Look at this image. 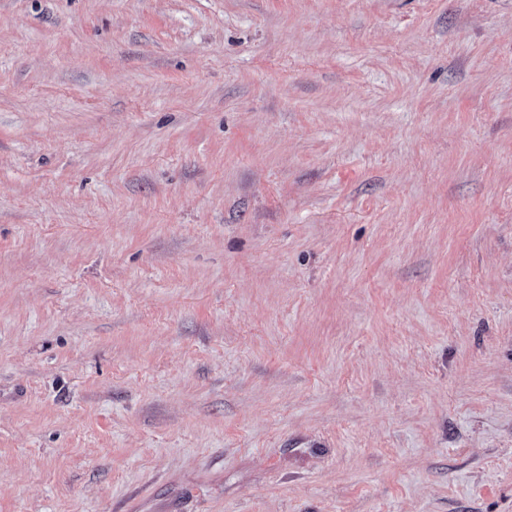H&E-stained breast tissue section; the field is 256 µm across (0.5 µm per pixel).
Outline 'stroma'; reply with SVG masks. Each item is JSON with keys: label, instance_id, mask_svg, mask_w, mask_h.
<instances>
[{"label": "stroma", "instance_id": "35a3bbf8", "mask_svg": "<svg viewBox=\"0 0 512 512\" xmlns=\"http://www.w3.org/2000/svg\"><path fill=\"white\" fill-rule=\"evenodd\" d=\"M0 512H512V0H0Z\"/></svg>", "mask_w": 512, "mask_h": 512}]
</instances>
